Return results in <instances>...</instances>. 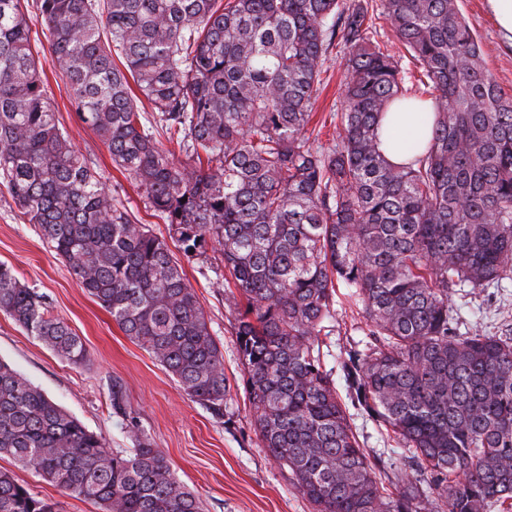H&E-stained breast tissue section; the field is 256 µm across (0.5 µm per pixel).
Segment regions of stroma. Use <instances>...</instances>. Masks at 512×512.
I'll return each mask as SVG.
<instances>
[{
    "label": "stroma",
    "mask_w": 512,
    "mask_h": 512,
    "mask_svg": "<svg viewBox=\"0 0 512 512\" xmlns=\"http://www.w3.org/2000/svg\"><path fill=\"white\" fill-rule=\"evenodd\" d=\"M459 5L478 36L487 68L503 92L512 95V47L501 41L486 0H460ZM344 62L341 47L329 49L321 72L322 92L314 106V119L321 124L341 109ZM43 70L59 120L75 147L93 161L118 202L149 224L157 236L167 237V225L147 211L142 190L113 167L106 148L80 121L66 79L51 65ZM332 132V127L322 124L317 145H330ZM0 262L13 265L22 282L46 296L52 313L82 338L88 352L83 366H71L0 314V359L101 435L108 450L132 447L131 429L139 427L166 455L175 476L199 498L204 512H313L287 470L262 447L255 429L233 332L234 315L224 301V259L219 250L210 248L180 260L224 352L230 392L219 415L191 401L172 375L79 287L70 268L41 240L3 189ZM455 306L459 333L478 326L489 335L508 334L512 331V277L490 288L463 289L455 297ZM335 308L336 320L321 339L330 368L335 367L340 351L363 347L367 331V321L346 289H338ZM350 415L379 482L394 491L397 474L408 466L406 448L360 411L351 410ZM0 468L14 471L20 482L56 502L59 512H99L93 502L44 482L34 469L16 467L9 456L0 457Z\"/></svg>",
    "instance_id": "obj_1"
}]
</instances>
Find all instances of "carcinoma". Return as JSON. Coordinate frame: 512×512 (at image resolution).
Returning a JSON list of instances; mask_svg holds the SVG:
<instances>
[{"label": "carcinoma", "mask_w": 512, "mask_h": 512, "mask_svg": "<svg viewBox=\"0 0 512 512\" xmlns=\"http://www.w3.org/2000/svg\"><path fill=\"white\" fill-rule=\"evenodd\" d=\"M34 13H29V9ZM436 112L425 153L389 162L377 126L414 99L368 9L342 0H0V184L80 288L192 401L220 412L224 354L168 243L115 202L59 126L51 65L112 163L186 257L224 256L255 426L315 512H512V337L457 332L453 296L512 273V96L456 0H382ZM346 49L335 137L308 136L324 57ZM146 99L155 115L141 109ZM164 132L190 154L175 161ZM346 288L368 322L338 356L351 404L412 453L380 486L319 336ZM0 313L61 360L81 338L0 262ZM102 437L0 359V455L99 512H202L144 433ZM0 512H57L0 469Z\"/></svg>", "instance_id": "1"}]
</instances>
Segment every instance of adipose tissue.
Instances as JSON below:
<instances>
[{
  "instance_id": "obj_1",
  "label": "adipose tissue",
  "mask_w": 512,
  "mask_h": 512,
  "mask_svg": "<svg viewBox=\"0 0 512 512\" xmlns=\"http://www.w3.org/2000/svg\"><path fill=\"white\" fill-rule=\"evenodd\" d=\"M435 114L426 105H395L380 120V149L393 164L418 158L430 137Z\"/></svg>"
}]
</instances>
